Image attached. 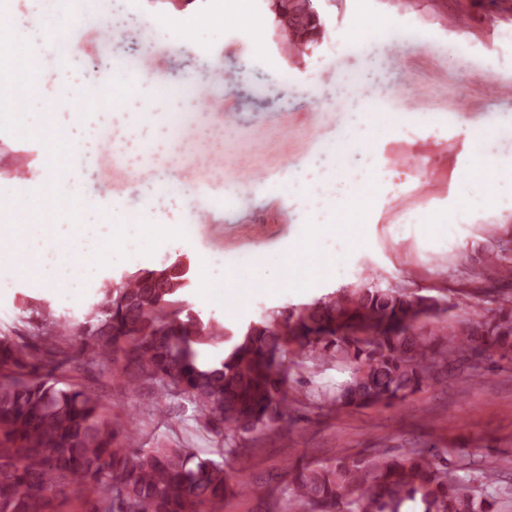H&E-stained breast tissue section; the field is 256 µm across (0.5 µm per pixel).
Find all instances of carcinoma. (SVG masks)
<instances>
[{
    "instance_id": "obj_1",
    "label": "carcinoma",
    "mask_w": 512,
    "mask_h": 512,
    "mask_svg": "<svg viewBox=\"0 0 512 512\" xmlns=\"http://www.w3.org/2000/svg\"><path fill=\"white\" fill-rule=\"evenodd\" d=\"M162 287L140 269L82 321L48 312L35 342L0 331V512H223L224 498L252 491L224 462L197 448H144L137 425L118 431L102 398L79 383L59 385L55 370L112 364L122 353L126 386L184 395L227 453L243 435L293 420L288 356L345 363L350 377L323 402L336 410L392 406L457 376L477 353L512 354V269L490 260L477 277L498 290V310L465 324L444 319L447 305L395 286L362 282L289 313L264 315L234 332L180 306L191 283L179 259ZM281 490L292 512H495L498 471L459 474L438 448L404 456L337 453L331 465H292Z\"/></svg>"
}]
</instances>
